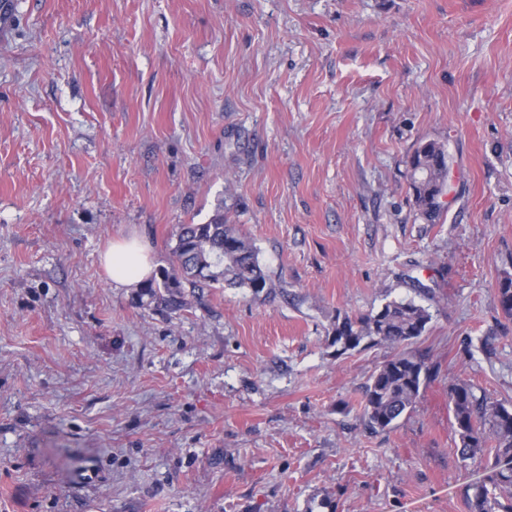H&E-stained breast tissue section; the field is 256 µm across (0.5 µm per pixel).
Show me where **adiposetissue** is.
<instances>
[{"label":"adipose tissue","mask_w":512,"mask_h":512,"mask_svg":"<svg viewBox=\"0 0 512 512\" xmlns=\"http://www.w3.org/2000/svg\"><path fill=\"white\" fill-rule=\"evenodd\" d=\"M101 266L116 288H137L154 268L149 247L137 237L111 242L100 256Z\"/></svg>","instance_id":"ef3b65f1"}]
</instances>
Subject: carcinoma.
<instances>
[{"label":"carcinoma","instance_id":"1","mask_svg":"<svg viewBox=\"0 0 512 512\" xmlns=\"http://www.w3.org/2000/svg\"><path fill=\"white\" fill-rule=\"evenodd\" d=\"M410 188L419 217L428 224L439 221L440 197L448 185V154L445 145L428 140L409 158ZM175 265L159 271V277L143 285L145 294L172 311L185 307L182 288H247L257 296L268 287L269 277L252 241L224 213L206 224H180L173 249ZM502 311L512 317V275L497 282ZM432 319L429 308L413 300H391L369 314L336 316L331 345L342 355L371 345L407 346L426 331ZM434 377V366L425 357L404 351L385 361L366 386L363 418L374 431L393 428L413 409L420 391ZM452 427L458 442L455 451L463 460L493 456L482 481L465 491L468 512H512V407L477 396L463 380L448 390Z\"/></svg>","mask_w":512,"mask_h":512}]
</instances>
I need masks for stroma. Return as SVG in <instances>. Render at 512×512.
Returning a JSON list of instances; mask_svg holds the SVG:
<instances>
[{
  "label": "stroma",
  "mask_w": 512,
  "mask_h": 512,
  "mask_svg": "<svg viewBox=\"0 0 512 512\" xmlns=\"http://www.w3.org/2000/svg\"><path fill=\"white\" fill-rule=\"evenodd\" d=\"M0 8V512H467L448 388L512 406V0H7ZM448 149L438 223L408 161ZM223 211L272 283L115 288L100 254ZM430 286L416 294L412 279ZM428 306L438 368L337 314ZM434 366L422 355L404 351L385 361L366 387L363 418L374 431L393 428L413 409L420 391L434 377Z\"/></svg>",
  "instance_id": "35a3bbf8"
}]
</instances>
